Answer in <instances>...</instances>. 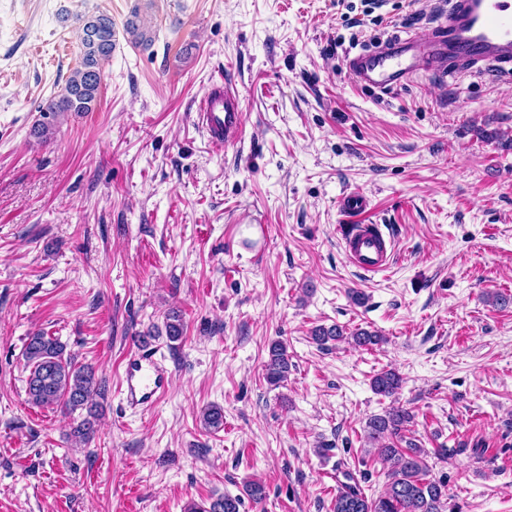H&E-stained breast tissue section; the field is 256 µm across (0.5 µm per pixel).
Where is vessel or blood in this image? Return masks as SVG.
I'll list each match as a JSON object with an SVG mask.
<instances>
[{"label": "vessel or blood", "instance_id": "b4317fda", "mask_svg": "<svg viewBox=\"0 0 512 512\" xmlns=\"http://www.w3.org/2000/svg\"><path fill=\"white\" fill-rule=\"evenodd\" d=\"M347 72L357 84L382 93L407 86L425 73L494 71L512 73V0H448L447 21L428 33L408 30L384 45L350 56ZM194 121L210 141L232 145L242 136L241 99L228 84H213ZM340 207L349 223L340 244L350 264L363 274L390 267L395 240L370 219L369 197L343 195ZM169 372L157 350L138 347L127 356L122 378L127 407L147 409L165 394Z\"/></svg>", "mask_w": 512, "mask_h": 512}]
</instances>
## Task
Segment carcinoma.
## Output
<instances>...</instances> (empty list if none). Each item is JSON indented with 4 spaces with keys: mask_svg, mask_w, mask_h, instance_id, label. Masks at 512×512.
Instances as JSON below:
<instances>
[{
    "mask_svg": "<svg viewBox=\"0 0 512 512\" xmlns=\"http://www.w3.org/2000/svg\"><path fill=\"white\" fill-rule=\"evenodd\" d=\"M125 31L134 43L149 46L151 29L140 18L139 9L132 11ZM81 61L67 80L57 97L50 100L40 111L57 118L68 112L80 115L92 111L97 103L104 65L111 59L116 48V30L112 17L98 15L88 19L78 35ZM166 336L170 341L180 340L183 324L176 311L165 316ZM312 340L323 346L329 341L346 339L343 328L334 325L319 326L312 333ZM359 347H369L382 341L375 332L359 329L351 336ZM22 356L29 370L26 379L27 402L38 408L59 407L72 415L102 395V382L88 364H79L65 355V347L57 338L42 331L30 333L25 340ZM292 363L286 345L281 341L271 344L269 360L265 364V379L273 386L288 381ZM402 386V377L394 370H384L372 379V388L380 395L393 397ZM94 413L83 419L73 429L78 442H88L95 435ZM414 415L403 407H391L383 415H376L367 423L366 439L376 448L382 461L388 464L385 490L379 496L367 497L362 490L346 484L336 494L332 512H446L448 488L441 479L428 478L424 462L425 451L413 442L406 448H396L393 439L401 437ZM205 428L219 429L224 426V408L211 405L202 413ZM242 499L229 494L219 495L208 506L194 505L191 512H240Z\"/></svg>",
    "mask_w": 512,
    "mask_h": 512,
    "instance_id": "obj_1",
    "label": "carcinoma"
}]
</instances>
